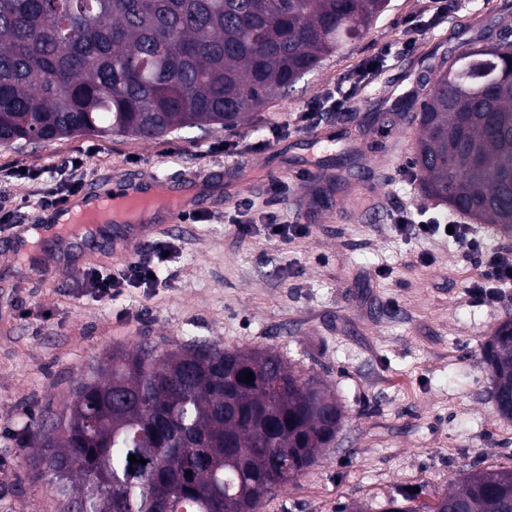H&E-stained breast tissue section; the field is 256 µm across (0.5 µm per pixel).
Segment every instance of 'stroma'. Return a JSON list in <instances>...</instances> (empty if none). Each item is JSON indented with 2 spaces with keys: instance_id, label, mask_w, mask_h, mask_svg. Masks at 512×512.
<instances>
[{
  "instance_id": "35a3bbf8",
  "label": "stroma",
  "mask_w": 512,
  "mask_h": 512,
  "mask_svg": "<svg viewBox=\"0 0 512 512\" xmlns=\"http://www.w3.org/2000/svg\"><path fill=\"white\" fill-rule=\"evenodd\" d=\"M447 4L445 22L384 61L350 108L318 112L306 129H292L296 113L402 41L417 0H390L360 38L237 128L0 146V196L12 205L14 225L38 223V198L64 195L69 183L86 188L133 173L175 185L197 176L204 216L172 230L178 250L155 288H129L108 302L78 280L89 266H122L108 248L90 240L62 255L55 240L39 238L16 257L0 242V512H58L51 490L29 478L27 428L45 406L67 399L94 358L143 336L162 350L194 338L271 347L335 389L345 419L334 446L261 512H343L356 501L383 512L395 491L415 489L417 502L430 503L471 470L512 469V421L498 415L480 357L491 330L512 317V287L500 303L474 302L465 287L479 276L477 264L451 241L395 232L398 208L441 220L452 213L408 173L414 126L361 131L373 113L394 109L416 89L433 57L486 28L512 25V0ZM276 124L284 133L259 152H205L221 140L260 139ZM75 155L82 168L59 174ZM302 166L344 182L315 197L313 181L299 185L290 176ZM272 177L283 183L272 211L281 222L308 225L305 237L252 241L225 224V209L240 197L254 204L248 221L265 222ZM422 252L431 264H417Z\"/></svg>"
}]
</instances>
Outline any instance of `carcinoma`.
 Returning a JSON list of instances; mask_svg holds the SVG:
<instances>
[{"label":"carcinoma","instance_id":"carcinoma-1","mask_svg":"<svg viewBox=\"0 0 512 512\" xmlns=\"http://www.w3.org/2000/svg\"><path fill=\"white\" fill-rule=\"evenodd\" d=\"M388 0H0V145L230 129L344 43ZM394 112L416 127L423 193L512 232V28L427 68ZM482 358L512 420V319ZM250 372L254 380L240 381ZM323 380L271 349H112L30 427L32 478L60 512H259L332 447ZM146 460L142 465L129 455ZM425 512H512V470L471 472Z\"/></svg>","mask_w":512,"mask_h":512}]
</instances>
